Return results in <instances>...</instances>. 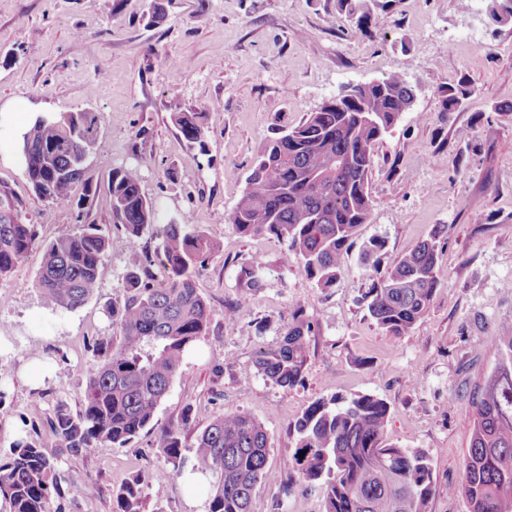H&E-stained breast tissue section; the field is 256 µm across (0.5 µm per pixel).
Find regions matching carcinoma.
<instances>
[{
	"instance_id": "1",
	"label": "carcinoma",
	"mask_w": 512,
	"mask_h": 512,
	"mask_svg": "<svg viewBox=\"0 0 512 512\" xmlns=\"http://www.w3.org/2000/svg\"><path fill=\"white\" fill-rule=\"evenodd\" d=\"M394 0H336L334 18L352 35L370 37L375 12ZM495 25L512 22V0H487ZM338 92L297 126L281 128L257 153L245 188L229 221L243 237L271 235L284 242L283 261L294 263L320 288H333L342 258L362 225L369 223L377 199L372 194L376 145L412 109L416 97L405 73L393 71L363 86ZM474 93L462 76L441 89L444 110L455 112ZM206 113L172 114L183 139L202 143ZM98 113L86 109L37 117L23 136L21 155L34 193L47 202L72 197L81 182L87 203L92 186L88 160L98 134ZM107 188L112 224L134 259L126 273L123 297L106 307L112 333L92 344L82 409L74 413L58 402L39 419L44 397L20 416L24 436L0 454V497L9 512H66L70 487L62 486L57 464L101 446L124 448L153 427L155 414L177 376L183 358L206 335L211 306L198 293L195 277L218 242L194 224L161 222L158 210L141 190L137 168H112ZM159 240L157 255L167 271L158 283L149 257L140 252L145 234ZM431 235L372 280L362 296L376 325L389 336H403L429 311L438 281L435 274L441 238ZM33 224L20 221L17 206L0 190V276L7 274L36 245ZM382 237L363 243L362 254L379 257ZM112 251V235L95 224L44 247L37 285L46 303L74 311L99 288V267ZM266 278L262 266H243L235 304L224 308V323L240 319L250 295ZM315 326L303 310L292 311L280 341L257 352L256 373L292 389L302 381ZM500 358L494 373L472 393L471 437L463 492L470 512H512V334L495 338ZM387 404L370 394L321 398L288 428L300 453L298 481L281 480L283 497L300 483L323 491L325 512H426L433 470L426 454L387 441ZM196 416L186 407L180 419L161 430V465L134 476L116 495L117 512H143V486L163 482L183 467L184 433ZM47 426L57 448L46 447L40 427ZM270 441L262 423L241 412L226 411L196 436L193 470L217 475L207 512H250L256 489L271 479Z\"/></svg>"
}]
</instances>
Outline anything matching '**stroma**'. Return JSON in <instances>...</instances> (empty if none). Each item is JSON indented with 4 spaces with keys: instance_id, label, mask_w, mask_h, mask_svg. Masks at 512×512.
<instances>
[{
    "instance_id": "obj_1",
    "label": "stroma",
    "mask_w": 512,
    "mask_h": 512,
    "mask_svg": "<svg viewBox=\"0 0 512 512\" xmlns=\"http://www.w3.org/2000/svg\"><path fill=\"white\" fill-rule=\"evenodd\" d=\"M0 0V107L100 116L88 175L89 208L48 203L33 192L22 159L0 158V189L12 193L38 245L0 277V448L19 433L40 370L48 404L79 410L94 337L108 334L105 308L123 295L131 257L120 236L100 267V287L81 308L53 310L36 285L44 245L95 223L111 232L106 168L136 166L143 193L166 218L198 225L221 243L196 277L211 324L155 415L154 431L124 448L63 457L66 482L89 481L71 512H114V494L160 463L158 428L193 406L197 427L224 411L261 422L271 449L269 482L251 512H325L317 491L279 481L295 474L290 422L333 395L370 394L389 408L386 436L424 451L433 469L427 512H469L462 493L471 429V392L498 362L495 337L512 332V24L490 23L484 0H396L373 37L355 40L334 23L336 0ZM406 72L417 99L375 150L377 205L345 256L335 287L323 289L283 262L266 235L241 237L228 216L251 163L273 128L303 122L345 86ZM468 74L475 94L447 113L440 87ZM206 104L204 143L189 146L171 115ZM447 225L427 315L403 336L378 328L359 299L379 271ZM380 236L378 262L361 241ZM266 267L264 286L236 325L224 307L237 296L242 265ZM317 327L302 385L281 388L252 372L259 350L276 346L294 307ZM265 330H257V320ZM215 476L191 494L183 476L145 487V512H203Z\"/></svg>"
}]
</instances>
